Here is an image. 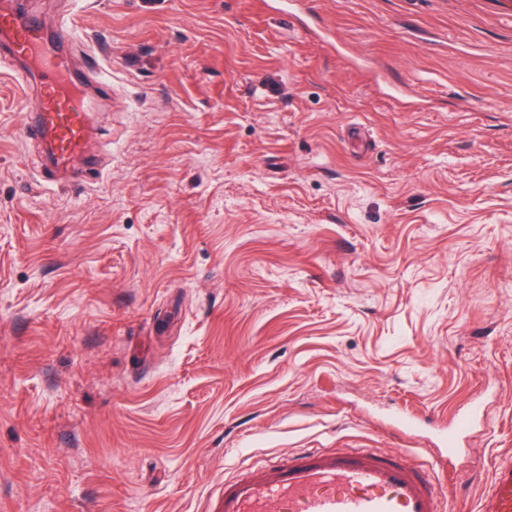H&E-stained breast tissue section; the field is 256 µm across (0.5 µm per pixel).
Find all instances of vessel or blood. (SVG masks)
<instances>
[{
	"label": "vessel or blood",
	"mask_w": 512,
	"mask_h": 512,
	"mask_svg": "<svg viewBox=\"0 0 512 512\" xmlns=\"http://www.w3.org/2000/svg\"><path fill=\"white\" fill-rule=\"evenodd\" d=\"M47 26L18 0H0V46L40 76V83L26 86L37 104L34 128L65 171L85 155L89 104L75 100L69 60L44 44ZM444 494L438 474L406 464L395 452L302 449L225 480L219 512H440ZM481 512H512V463L495 470Z\"/></svg>",
	"instance_id": "vessel-or-blood-1"
}]
</instances>
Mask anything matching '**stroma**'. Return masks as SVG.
I'll return each mask as SVG.
<instances>
[{"label":"stroma","mask_w":512,"mask_h":512,"mask_svg":"<svg viewBox=\"0 0 512 512\" xmlns=\"http://www.w3.org/2000/svg\"><path fill=\"white\" fill-rule=\"evenodd\" d=\"M108 88L46 171L0 58V512H217L302 448L483 411L512 458V0H21Z\"/></svg>","instance_id":"35a3bbf8"}]
</instances>
